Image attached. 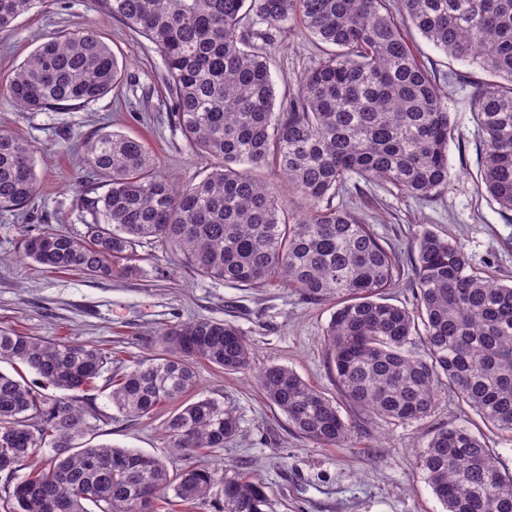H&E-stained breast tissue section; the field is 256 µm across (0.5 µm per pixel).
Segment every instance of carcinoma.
I'll return each instance as SVG.
<instances>
[{
	"instance_id": "1",
	"label": "carcinoma",
	"mask_w": 512,
	"mask_h": 512,
	"mask_svg": "<svg viewBox=\"0 0 512 512\" xmlns=\"http://www.w3.org/2000/svg\"><path fill=\"white\" fill-rule=\"evenodd\" d=\"M43 0H0V30ZM106 14L143 34L162 54L171 117L189 147L214 166L179 187L156 171L140 141L104 132L86 164L106 192L86 200L85 235L26 231L23 256L46 268L94 277L136 272L137 247L154 241L179 252L203 276L260 287L277 281L315 301L334 299L326 330L336 387L379 418L415 422L434 413L441 386L478 417L512 431V286L474 271L460 246L423 228L417 235L416 306L381 301L395 257L361 214L334 206L346 175L428 198L448 185L452 129L447 97L417 61L401 26L455 60L479 67L475 112L483 132L481 183L512 211V0H402L401 21L385 0H100ZM255 15L267 32L243 25ZM298 17L331 53L308 71L286 112L263 47L269 32ZM116 57L90 27L62 32L0 80L22 112L95 101L121 82ZM272 167L310 203L302 217L278 207ZM34 149L0 129V210L36 194ZM160 351L109 378L112 406L146 417L179 402L162 424L184 466L170 473L151 454L109 444L77 445L93 409L79 393L108 357L76 344L0 330V363L22 364L60 392L47 398L0 371V473L15 480L0 512H158L207 501L218 512H269L253 477L227 478L202 458L238 433L224 403L193 394L195 365L250 367L245 334L229 322L196 318L165 328ZM257 385L304 438L342 445L351 435L337 402L293 370L266 365ZM31 471L18 475L24 463ZM417 467L446 512H512V472L465 425L433 431Z\"/></svg>"
}]
</instances>
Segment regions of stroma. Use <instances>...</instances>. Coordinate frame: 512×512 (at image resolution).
I'll use <instances>...</instances> for the list:
<instances>
[{"label": "stroma", "instance_id": "35a3bbf8", "mask_svg": "<svg viewBox=\"0 0 512 512\" xmlns=\"http://www.w3.org/2000/svg\"><path fill=\"white\" fill-rule=\"evenodd\" d=\"M81 26L95 27L123 64L125 78L117 88L88 105L56 112H20L0 94V127L34 146L39 182L27 207L0 211V329L94 344L111 353L105 376L82 395L96 410L86 441L151 453L177 470L183 461L161 431L173 405L158 406L148 417H124L108 399L106 379L130 360L157 351L158 334L168 326L199 317L232 323L251 345L249 369L195 368L197 395L223 401L239 422L238 436L209 452L208 464L224 469L226 476L246 473L262 482L270 512H445L415 455L436 427L471 419L450 389L440 390L434 414L423 422L384 421L341 404V415L352 427L344 447L301 437L258 390V371L277 363L325 396L336 397L325 338L335 301L310 300L275 282L246 288L209 279L182 256L149 242L139 247V271L132 276L53 272L20 256L27 230L45 227L80 237L92 223L85 201L102 195L106 186L89 178L83 153L85 142L101 132L140 139L158 172L179 184L199 181L213 163L190 148L172 123L156 46L104 14L98 0H44L1 30L0 77L48 38ZM405 36L415 58L435 73L448 95L453 120L448 185L432 198L418 199L366 185L354 175L332 203L362 214L391 250L399 270L382 297L410 308L416 292V236L424 228L456 240L476 271L512 285V212L480 188L482 140L474 96L482 72L448 58L416 30H406ZM328 51L297 20L267 43L276 111L288 109L304 73Z\"/></svg>", "mask_w": 512, "mask_h": 512}]
</instances>
